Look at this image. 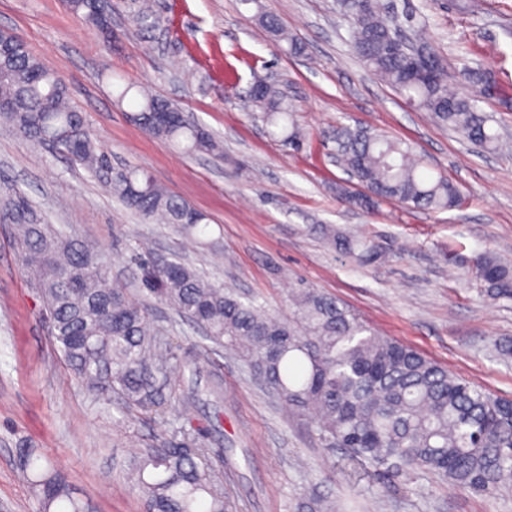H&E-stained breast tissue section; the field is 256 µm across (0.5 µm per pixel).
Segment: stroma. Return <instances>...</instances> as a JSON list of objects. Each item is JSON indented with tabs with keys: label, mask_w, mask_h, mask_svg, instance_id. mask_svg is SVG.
I'll return each instance as SVG.
<instances>
[{
	"label": "stroma",
	"mask_w": 512,
	"mask_h": 512,
	"mask_svg": "<svg viewBox=\"0 0 512 512\" xmlns=\"http://www.w3.org/2000/svg\"><path fill=\"white\" fill-rule=\"evenodd\" d=\"M112 2L108 35L64 0H0V30L63 77L114 169H144L207 214L201 240L218 247L142 221L83 168L1 123L0 197L22 193L49 222L101 249L112 280L148 306L176 355L170 380L194 395L198 438L238 512H306L316 498L335 502L336 512H512V493L451 488L429 472L381 477L344 449L318 447L308 417L259 385L233 351L143 292L137 263L138 243L148 240L155 256L184 258L275 316L287 314L289 289H318L380 334L512 399V358L496 351L512 345V301L489 299L471 276L480 254L512 261V0H469L465 10L454 0L404 3L451 68L478 67L496 80L499 93L482 104L501 136L494 151L459 139L365 68L336 0ZM144 10L159 17L157 28L137 23ZM265 13L303 42V55L280 51L259 22ZM268 74L295 103L303 150L267 137L245 97L253 77ZM123 81L177 103L220 140L222 155H193L145 134L115 102ZM339 123L411 143L458 185L461 205L349 208L336 187L358 183L336 167L324 138ZM326 225L370 241L382 261L362 266L329 247ZM177 432L173 412L144 415L74 379L14 232L0 222V512H39L18 464L27 448L68 475L88 512H143L129 465L158 435Z\"/></svg>",
	"instance_id": "35a3bbf8"
}]
</instances>
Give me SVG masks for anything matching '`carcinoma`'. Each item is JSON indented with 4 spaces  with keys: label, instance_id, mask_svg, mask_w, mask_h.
Instances as JSON below:
<instances>
[{
    "label": "carcinoma",
    "instance_id": "carcinoma-1",
    "mask_svg": "<svg viewBox=\"0 0 512 512\" xmlns=\"http://www.w3.org/2000/svg\"><path fill=\"white\" fill-rule=\"evenodd\" d=\"M260 23L289 54L304 46L288 35L277 16ZM407 27L405 43L395 28ZM419 22L404 13L386 15L384 0H365L353 17L350 44L365 68L396 93L460 138L488 150L499 146L490 118L479 102L490 97L486 73L463 67L470 79L452 88L448 63L436 53L431 72L411 73ZM251 102L265 132L299 151L304 136L292 120L294 105L265 78ZM127 84L118 103L128 102V118L146 134L194 154H215L220 146L209 130L182 115L173 101ZM68 88L15 35L0 32V99L11 108L0 120L26 138L54 147L83 167L128 209L147 221L170 224L190 235L208 224L203 212L157 184L145 171L112 174L110 155L90 137L85 116L69 107ZM331 155L350 178L378 200H396L424 210L459 205L460 190L433 174L412 146L361 126L328 130ZM0 216L19 235L21 263L33 275L51 322L55 344L75 379L88 391L120 395L125 404L158 412L186 396L169 381L174 354L150 327L147 308L127 289L110 281L101 252L47 224L20 194L0 204ZM336 249L360 265L381 258L370 242L329 226ZM148 295L203 329L206 338L234 350L256 379L288 405L310 415V430L323 448L340 446L375 472L421 470L475 492L512 491V399L495 396L455 375L419 351L382 336L335 299L314 288H295L291 311L275 317L254 301L205 280L180 258L139 257ZM474 274L493 300L512 299V264L485 253ZM41 512H85L67 477L33 449L20 459ZM132 478L148 512H234L224 481L208 461V449L185 436L159 437L141 451Z\"/></svg>",
    "mask_w": 512,
    "mask_h": 512
}]
</instances>
